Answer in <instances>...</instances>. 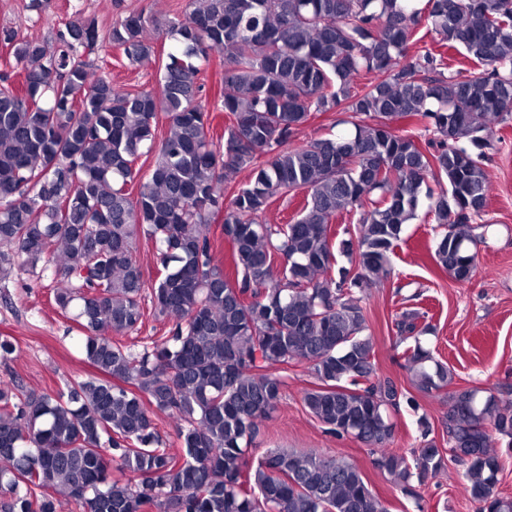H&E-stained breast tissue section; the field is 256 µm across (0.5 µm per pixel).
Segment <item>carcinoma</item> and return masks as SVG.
<instances>
[{"mask_svg":"<svg viewBox=\"0 0 512 512\" xmlns=\"http://www.w3.org/2000/svg\"><path fill=\"white\" fill-rule=\"evenodd\" d=\"M190 3L167 21L131 12L108 33L137 65L154 55L148 26L176 41L158 87L138 91L97 72L93 18L67 22L53 53L0 28L23 77L19 88L0 77V280L17 268L50 277L56 306L77 310L84 358L105 375L51 393L0 383V512H57L59 495L80 512H387L344 458L292 448L251 457L284 372L302 361L316 380L305 407L327 432L370 448L395 486L418 496L450 449L476 512H512L495 448L500 437L512 447V402L448 391L454 371L421 341L426 312L406 308L393 321L404 367L416 391L445 393L448 448L424 415L420 446L391 448V413L416 400L376 377L361 305L363 289L391 274L423 193L443 227L434 261L460 283L475 273L474 236L459 226L488 204L484 132L512 119V0ZM423 19L439 47L482 71L447 75L444 52H411ZM215 57V110L231 121L218 137L199 81ZM364 73L378 80L358 84ZM336 110L351 130L292 145L313 113ZM162 117L169 133L158 141ZM407 118L417 128L402 134ZM430 130L445 138L422 139ZM240 169L250 180L226 193ZM297 191L307 197L289 223L261 221ZM339 217L354 225L356 242L342 243L356 247L350 270H334ZM218 220L232 278L211 238ZM142 236L156 244L150 283L135 255ZM147 289L171 327L134 351L114 335L142 325ZM158 412L175 420L176 442L156 431Z\"/></svg>","mask_w":512,"mask_h":512,"instance_id":"cac0c4a2","label":"carcinoma"}]
</instances>
